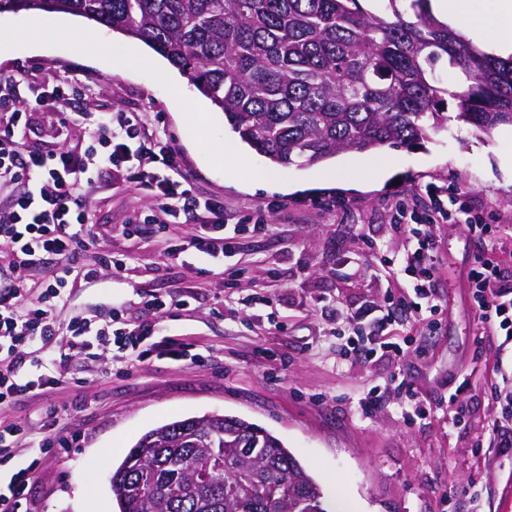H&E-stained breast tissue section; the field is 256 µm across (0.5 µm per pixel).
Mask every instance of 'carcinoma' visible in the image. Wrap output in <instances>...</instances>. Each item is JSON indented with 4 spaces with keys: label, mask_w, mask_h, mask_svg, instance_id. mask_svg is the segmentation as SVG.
Masks as SVG:
<instances>
[{
    "label": "carcinoma",
    "mask_w": 512,
    "mask_h": 512,
    "mask_svg": "<svg viewBox=\"0 0 512 512\" xmlns=\"http://www.w3.org/2000/svg\"><path fill=\"white\" fill-rule=\"evenodd\" d=\"M397 2L379 16L359 0H0V14L66 13L141 41L277 167L420 146L451 120L487 137L512 125V58L439 21L429 0ZM444 60L464 74L451 92L435 77ZM110 487L119 512H325L278 437L226 414L150 429Z\"/></svg>",
    "instance_id": "carcinoma-1"
}]
</instances>
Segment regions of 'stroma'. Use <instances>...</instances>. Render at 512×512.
Returning <instances> with one entry per match:
<instances>
[{"label":"stroma","instance_id":"1","mask_svg":"<svg viewBox=\"0 0 512 512\" xmlns=\"http://www.w3.org/2000/svg\"><path fill=\"white\" fill-rule=\"evenodd\" d=\"M62 19L0 14V31L18 39L0 53V76L50 83L80 71L90 86L72 111L139 113L172 139L196 195L222 202L244 226L226 264L205 266L192 251L171 264L167 239L189 243L196 219L171 225L163 238L148 224L132 236L127 222L154 206L146 192L116 182L87 194L96 248L124 268L117 277L98 268L91 283L69 280L61 322L118 307L121 324L154 323L157 337L177 338L205 359L155 355L117 376L109 347L50 342L43 353L58 360V385L0 415L53 442L29 486V512H118L109 478L138 438L210 412L280 438L318 481L326 512H512V447L500 445L493 426L496 407L512 400V337L482 322L467 286L477 255L512 266V173L500 154L512 149V125L479 137L453 122L416 148L276 167L258 183L253 168L266 159L185 75L140 41L79 16L62 32ZM434 185L465 192L500 231L487 244L464 225H438V309L389 326L387 340L409 343L403 359L380 347L356 350L373 327L351 314L382 318L407 292L396 261L410 242L391 224L390 206L425 198ZM328 198L343 207L315 208ZM260 212L264 230L249 222ZM152 294L175 307L162 316L146 310ZM396 375L411 382L414 399L392 390ZM379 391L383 403L363 411L362 399ZM415 405L425 415L404 418L402 409Z\"/></svg>","mask_w":512,"mask_h":512}]
</instances>
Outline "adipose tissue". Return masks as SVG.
<instances>
[{"mask_svg":"<svg viewBox=\"0 0 512 512\" xmlns=\"http://www.w3.org/2000/svg\"><path fill=\"white\" fill-rule=\"evenodd\" d=\"M467 3L468 0H431L430 8L441 21L479 42L485 52L503 58L512 56V0H501L498 16L488 25L470 19Z\"/></svg>","mask_w":512,"mask_h":512,"instance_id":"adipose-tissue-1","label":"adipose tissue"}]
</instances>
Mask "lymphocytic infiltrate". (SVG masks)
Returning a JSON list of instances; mask_svg holds the SVG:
<instances>
[{
	"label": "lymphocytic infiltrate",
	"mask_w": 512,
	"mask_h": 512,
	"mask_svg": "<svg viewBox=\"0 0 512 512\" xmlns=\"http://www.w3.org/2000/svg\"><path fill=\"white\" fill-rule=\"evenodd\" d=\"M84 82L70 73L48 85L35 79L0 76V191L11 189L6 210H0V244L7 249L12 269H37L51 265L50 279L40 307L23 302V288L0 281V409L56 384L55 359H35L37 376L24 373L23 348L48 344L67 333L73 344L87 348L106 343L115 346L121 371L145 362L153 352L176 361L192 357L190 345L172 337L153 341L154 326L119 328V311L105 318L73 317L61 324L58 311L68 301L69 277L94 279L97 267L112 264L111 256L94 249L93 217L84 190L101 174L119 173L125 182L147 191L156 209L145 216L148 224L167 230L183 216L201 213V232L195 249L212 259L233 252L240 224L229 223L224 206L215 199L200 200L180 171L172 146L127 112H102L94 120L88 142L80 149L47 152L29 142L26 130L33 111H40L45 125L63 135L73 121L72 100ZM391 222L411 241L400 262L408 277L413 299H400L397 309L405 316H419L423 304L436 300L437 271L434 226L465 224L476 237L489 228L482 215L472 213L465 197L435 186L427 201L415 207L401 200L391 207ZM482 320L495 330L512 335V284H504L498 265L477 260L467 275Z\"/></svg>",
	"instance_id": "1"
}]
</instances>
